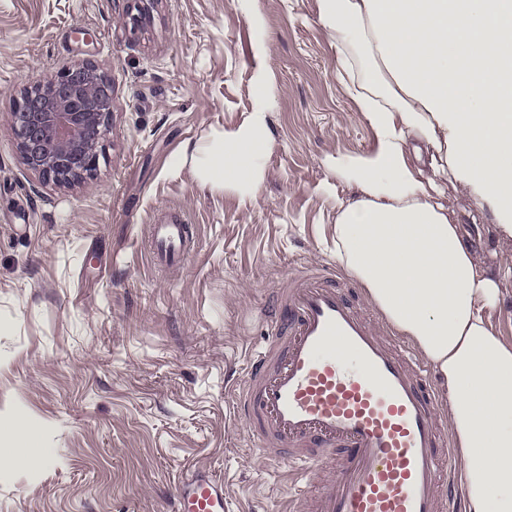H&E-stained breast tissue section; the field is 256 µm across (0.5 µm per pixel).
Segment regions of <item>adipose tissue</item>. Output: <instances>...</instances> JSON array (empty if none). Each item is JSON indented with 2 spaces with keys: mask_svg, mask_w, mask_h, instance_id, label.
I'll list each match as a JSON object with an SVG mask.
<instances>
[{
  "mask_svg": "<svg viewBox=\"0 0 512 512\" xmlns=\"http://www.w3.org/2000/svg\"><path fill=\"white\" fill-rule=\"evenodd\" d=\"M373 148L326 167L359 196L331 227L337 262L419 348L450 394L465 512H512V344L489 313L502 278L480 267L440 201L453 182L512 239V0H318ZM200 150V182L255 197L273 90Z\"/></svg>",
  "mask_w": 512,
  "mask_h": 512,
  "instance_id": "1",
  "label": "adipose tissue"
}]
</instances>
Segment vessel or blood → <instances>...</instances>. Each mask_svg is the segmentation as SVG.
I'll use <instances>...</instances> for the list:
<instances>
[{"label": "vessel or blood", "instance_id": "1", "mask_svg": "<svg viewBox=\"0 0 512 512\" xmlns=\"http://www.w3.org/2000/svg\"><path fill=\"white\" fill-rule=\"evenodd\" d=\"M149 248L162 265L181 258L189 225L158 218ZM276 303L267 342L228 390L254 448L289 467L288 512H454L459 462L409 344L378 332L331 265L302 268ZM227 495L226 481L195 466L174 512H227Z\"/></svg>", "mask_w": 512, "mask_h": 512}]
</instances>
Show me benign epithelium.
<instances>
[{
    "instance_id": "benign-epithelium-1",
    "label": "benign epithelium",
    "mask_w": 512,
    "mask_h": 512,
    "mask_svg": "<svg viewBox=\"0 0 512 512\" xmlns=\"http://www.w3.org/2000/svg\"><path fill=\"white\" fill-rule=\"evenodd\" d=\"M112 113V84L90 62L31 82L11 112L24 164L57 185L91 174Z\"/></svg>"
}]
</instances>
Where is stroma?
<instances>
[{
	"mask_svg": "<svg viewBox=\"0 0 512 512\" xmlns=\"http://www.w3.org/2000/svg\"><path fill=\"white\" fill-rule=\"evenodd\" d=\"M0 0V443L33 427L40 463L0 468V512H172L181 470L233 480L241 505L288 498V468L256 453L226 389L259 309L294 271L331 261V224L357 196L324 165L374 145L317 0ZM274 74L255 200L201 186L192 150L241 124ZM91 60L112 115L91 177L58 186L23 162L10 114L33 78ZM444 203L483 266L512 265L491 213L455 186ZM184 214L196 250L157 266L145 228Z\"/></svg>",
	"mask_w": 512,
	"mask_h": 512,
	"instance_id": "1",
	"label": "stroma"
}]
</instances>
